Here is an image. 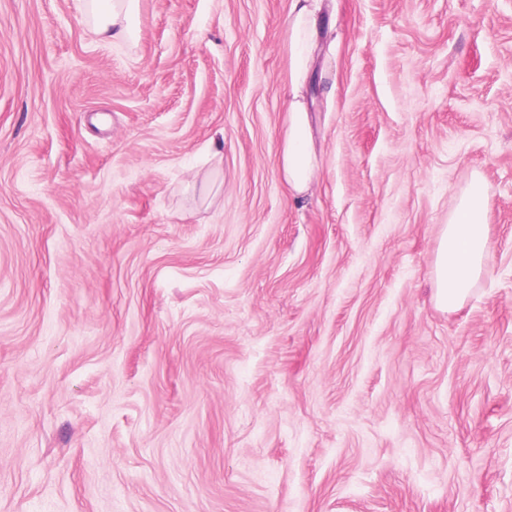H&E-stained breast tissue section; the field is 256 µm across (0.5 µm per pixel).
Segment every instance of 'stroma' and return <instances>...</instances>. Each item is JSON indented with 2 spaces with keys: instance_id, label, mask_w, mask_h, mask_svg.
I'll use <instances>...</instances> for the list:
<instances>
[{
  "instance_id": "obj_1",
  "label": "stroma",
  "mask_w": 512,
  "mask_h": 512,
  "mask_svg": "<svg viewBox=\"0 0 512 512\" xmlns=\"http://www.w3.org/2000/svg\"><path fill=\"white\" fill-rule=\"evenodd\" d=\"M321 6L297 202L290 0H0V512H512V0ZM107 2L108 6H91L95 30L104 40L112 43H127L133 36V24L138 13L139 0H88ZM488 190L484 178L475 173L448 215L438 247L434 269L435 298L444 310H452L471 294L486 273L489 252L487 234Z\"/></svg>"
}]
</instances>
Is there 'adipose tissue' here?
I'll return each mask as SVG.
<instances>
[{
  "label": "adipose tissue",
  "mask_w": 512,
  "mask_h": 512,
  "mask_svg": "<svg viewBox=\"0 0 512 512\" xmlns=\"http://www.w3.org/2000/svg\"><path fill=\"white\" fill-rule=\"evenodd\" d=\"M139 0H110L107 7L93 8L95 30L104 40L128 42ZM319 19L315 0H291L288 13V51L293 95L288 103V130L281 152V167L288 191L300 198L311 185L316 155L311 146L308 112L300 91L318 48ZM488 190L481 175H473L456 207L448 215L434 269L438 306L452 310L471 294L485 274L489 252L487 234Z\"/></svg>",
  "instance_id": "1"
}]
</instances>
